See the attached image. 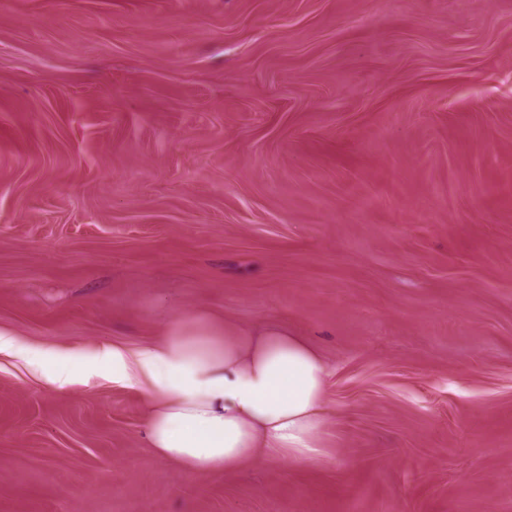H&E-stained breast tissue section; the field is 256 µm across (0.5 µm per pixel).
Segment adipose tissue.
I'll return each instance as SVG.
<instances>
[{"instance_id": "1", "label": "adipose tissue", "mask_w": 512, "mask_h": 512, "mask_svg": "<svg viewBox=\"0 0 512 512\" xmlns=\"http://www.w3.org/2000/svg\"><path fill=\"white\" fill-rule=\"evenodd\" d=\"M2 350L40 367L59 388L101 369L134 379L150 401L143 428L150 447L189 474L269 456L296 464L320 456L316 439L325 421L329 367L285 327H230L194 312L133 353L103 345L90 356L61 354L0 332Z\"/></svg>"}]
</instances>
